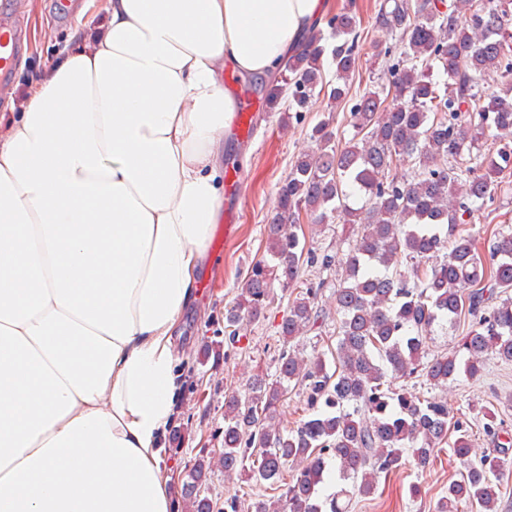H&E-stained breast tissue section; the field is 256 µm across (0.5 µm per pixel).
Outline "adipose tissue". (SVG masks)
<instances>
[{"instance_id": "ef3b65f1", "label": "adipose tissue", "mask_w": 512, "mask_h": 512, "mask_svg": "<svg viewBox=\"0 0 512 512\" xmlns=\"http://www.w3.org/2000/svg\"><path fill=\"white\" fill-rule=\"evenodd\" d=\"M328 0H107L0 138V512H170L175 339L236 100Z\"/></svg>"}]
</instances>
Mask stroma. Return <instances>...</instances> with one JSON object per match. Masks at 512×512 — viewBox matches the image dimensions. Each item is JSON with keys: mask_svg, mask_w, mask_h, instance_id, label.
<instances>
[{"mask_svg": "<svg viewBox=\"0 0 512 512\" xmlns=\"http://www.w3.org/2000/svg\"><path fill=\"white\" fill-rule=\"evenodd\" d=\"M15 16L23 25L27 45L19 57L11 86L13 96L0 100V114L20 109L18 95L31 92L36 79L48 75L54 63L72 45L77 18L94 17L104 23L103 0H70L66 12H59L57 0H13ZM381 0H331L330 12H339L354 4L364 29V42L355 74L350 81L351 98L365 90L379 89L385 82L381 61L372 56V43L381 39L376 23ZM238 101H251L257 121L254 138L241 143L229 136L224 149L223 171L237 172L241 185L237 194L225 196V212L234 214L227 229H216L209 244L210 255L220 261L219 281L203 287L194 308L183 319V336L178 350L176 371L180 375V397L173 422L164 436L165 458L172 473L182 475L188 464L203 454L214 455L223 447L224 397L245 393L246 381L256 370L274 371L280 351L278 326L288 309V298L278 295L256 320L247 322L236 343L224 337V308L232 304L256 262L265 259L266 236L276 197L278 182L287 175L300 153L311 149L312 127L323 117L328 106L326 92H315L310 112L301 121L283 124L281 109H268L253 92L249 79L234 82ZM472 232L489 237L499 225L512 223V174L501 175L493 197L469 218ZM305 279L319 283L318 307L322 316L306 336L294 341L293 347L304 356L314 350L335 345L338 330L335 289L332 271L304 267ZM220 347L221 356H204V346ZM454 419L462 423L476 451H493L512 441V363L489 358L481 377H459L442 393ZM497 413L498 435L487 436L481 422L483 408ZM182 433L181 446H174L173 436ZM464 467L449 444H442L432 465L416 470L405 465L381 476L375 494L356 497L350 512H434L438 499L449 484L459 480ZM419 483L422 494L412 497L409 487Z\"/></svg>", "mask_w": 512, "mask_h": 512, "instance_id": "1", "label": "stroma"}]
</instances>
